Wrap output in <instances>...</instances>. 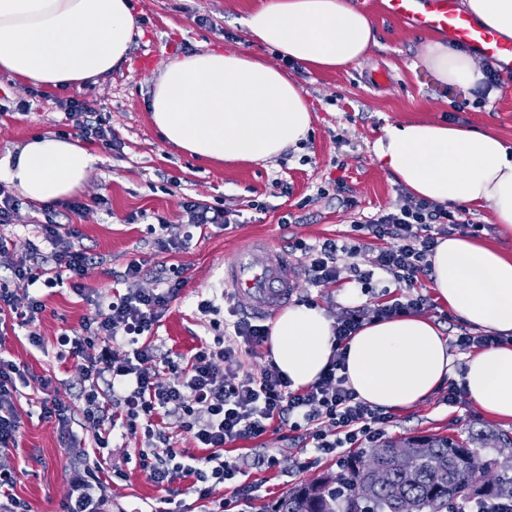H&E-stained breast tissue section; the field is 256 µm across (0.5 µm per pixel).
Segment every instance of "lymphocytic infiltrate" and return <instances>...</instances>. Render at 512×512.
Segmentation results:
<instances>
[{"instance_id": "obj_1", "label": "lymphocytic infiltrate", "mask_w": 512, "mask_h": 512, "mask_svg": "<svg viewBox=\"0 0 512 512\" xmlns=\"http://www.w3.org/2000/svg\"><path fill=\"white\" fill-rule=\"evenodd\" d=\"M66 119L81 139L111 145L112 131L103 126L93 103L71 100L66 105ZM186 223L169 224L158 220L150 225L159 247L167 252L182 249L192 232L213 224L229 227L227 211L212 207L194 197L183 203ZM479 232L470 223L463 205L444 206L416 200L402 192L399 202L360 217L354 222L348 242L327 239L316 244L298 240L291 248L306 258L304 273L311 287L336 283L340 276L371 292L379 275L395 282L398 295L390 300L360 305L345 310L333 325L335 353L327 368L313 384L297 390L275 364L265 366L260 374L243 373L227 379L225 368L239 367V352H253L268 337V328L252 317L240 315L226 322L215 300H200L197 309L208 317L215 336L197 348L187 364L161 352L149 333L172 299L179 295L184 280L175 269L157 270L158 288L145 290L139 282L145 274L142 262L130 261L116 272L126 284V293L104 303L93 301V311L77 336L61 335L60 358L76 360L81 375V412L99 429L98 447H107L115 428L130 436H143L146 450L139 453V465L158 485L183 480L199 499L210 496L213 486L232 482L237 471L222 460L225 447L241 440L257 438L271 425L304 433L306 446L316 456L339 455L344 448H360L378 441L389 415L359 399L348 387L343 349L352 335L372 320L403 317L429 308V299L416 293L420 276L428 275V258L440 239L455 231ZM48 250L32 246L24 254L10 251L0 240V314H13L19 326L30 327L29 339L40 344L34 326L45 310L44 302L30 295V288H53L63 282L81 287L97 265L94 255L75 247L76 227L56 220L42 226ZM373 249L369 267L357 258L363 250ZM26 290L19 298L18 290ZM165 363L174 379L163 384L149 369V363ZM25 371L16 362L0 356V450L15 447L20 422L15 411L18 381ZM165 416L198 447L209 449L211 469L205 470L178 461L176 453L157 455L158 445L169 437L156 428L154 419ZM105 503L103 485L91 466L74 484L66 512H102Z\"/></svg>"}]
</instances>
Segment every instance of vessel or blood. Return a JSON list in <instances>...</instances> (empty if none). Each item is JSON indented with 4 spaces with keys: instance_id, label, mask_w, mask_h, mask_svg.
Returning a JSON list of instances; mask_svg holds the SVG:
<instances>
[{
    "instance_id": "vessel-or-blood-1",
    "label": "vessel or blood",
    "mask_w": 512,
    "mask_h": 512,
    "mask_svg": "<svg viewBox=\"0 0 512 512\" xmlns=\"http://www.w3.org/2000/svg\"><path fill=\"white\" fill-rule=\"evenodd\" d=\"M384 10L413 27L437 31L464 44L504 70L512 71V43L458 11L454 0H384ZM224 283L234 307L257 319L290 300L297 288L294 264L268 242L240 249L224 264Z\"/></svg>"
}]
</instances>
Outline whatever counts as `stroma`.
I'll return each mask as SVG.
<instances>
[{
	"mask_svg": "<svg viewBox=\"0 0 512 512\" xmlns=\"http://www.w3.org/2000/svg\"><path fill=\"white\" fill-rule=\"evenodd\" d=\"M255 2L132 0L142 35L136 38L128 62L103 81L79 90L26 88L0 75V156L35 134L71 133L64 112L66 101L73 98L93 102L104 125L111 128L116 145L109 149L92 143L101 161L81 193L85 200L107 198L110 208L68 217L81 232L80 247L99 261L87 285L107 301L114 294L113 272L129 260H140L148 269L140 282L145 289L156 285L153 270L178 267L184 286L155 326L154 338L161 350L186 359L203 341L213 338L196 305L221 293L224 261L236 248L256 238L283 251L297 239L308 243L341 239L350 233L356 213H373L399 201L400 184L372 151L386 123L418 116L490 127L512 142V78L503 80L495 97L485 100L440 82L420 61L428 33L387 16L382 0H365L376 22L377 46L362 61L329 73L287 64L270 48L249 40L239 18ZM211 48L246 51L287 69L313 107L312 131L303 152L290 151L270 162L215 166L191 158L161 138L146 110L154 77L171 57ZM379 69L389 76L382 86L371 81ZM339 177L357 198L358 212L344 210L337 201L316 198L318 186ZM190 196L229 211L234 223L226 230L214 227L194 235L186 248L169 253L160 250L145 224L126 221L129 214L142 211L151 218L181 223L183 203ZM48 217L43 206L21 203L12 223L0 225V236L25 250ZM38 294L46 306L37 325L41 347L32 346L26 329L11 318L0 319V355L26 370L15 400L18 443L7 458L16 471L12 494L29 512H65L78 476L74 458L80 453L101 466L99 475L106 482L104 512H214L218 507L226 512H262L289 489L335 469L334 457L305 451L303 439L287 429L271 430L224 450L225 460L239 469L238 482L252 486L250 498H241L228 484L214 487L205 500L192 492L169 497L137 463L141 440L117 432L111 434L107 448H98L95 424L78 411L79 370L72 361L58 359L56 339L64 332L81 333L89 312L84 294L67 283L39 289ZM308 296L332 319L368 300L355 283L343 280L312 288L306 279H299L293 303ZM48 394L75 407L70 438L62 437L54 419L43 417L41 402ZM446 395L441 389L395 411L384 428L385 437L465 438L496 426V419L471 404L466 395L452 403ZM268 455L273 456V465L262 466V458Z\"/></svg>",
	"mask_w": 512,
	"mask_h": 512,
	"instance_id": "obj_1",
	"label": "stroma"
}]
</instances>
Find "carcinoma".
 Returning a JSON list of instances; mask_svg holds the SVG:
<instances>
[{"label": "carcinoma", "instance_id": "cac0c4a2", "mask_svg": "<svg viewBox=\"0 0 512 512\" xmlns=\"http://www.w3.org/2000/svg\"><path fill=\"white\" fill-rule=\"evenodd\" d=\"M477 441L483 448H505L512 445V432L385 440L289 490L264 512H452L470 500L512 502V458H486L485 474H479L471 466ZM378 470L387 473L386 481L376 482Z\"/></svg>", "mask_w": 512, "mask_h": 512}]
</instances>
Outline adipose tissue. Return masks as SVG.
<instances>
[{
    "label": "adipose tissue",
    "mask_w": 512,
    "mask_h": 512,
    "mask_svg": "<svg viewBox=\"0 0 512 512\" xmlns=\"http://www.w3.org/2000/svg\"><path fill=\"white\" fill-rule=\"evenodd\" d=\"M476 23L512 41V0H462ZM247 35L315 72L362 60L377 43L374 18L357 0H260L242 18ZM140 30L130 0H0V73L48 90L109 76ZM423 64L446 83L481 90L486 65L467 49L432 38ZM148 110L169 144L208 163H259L298 148L310 104L287 72L242 51L205 50L168 60ZM376 159L418 200L486 211L499 238H512V144L494 129L414 118L387 123ZM96 155L78 140L36 135L0 158V180L32 203L64 202L81 191ZM431 286L475 331L505 344L466 357L467 398L512 422V252L466 236L441 240L430 255ZM333 322L300 304L269 330L271 358L298 389L333 355ZM347 384L359 399L394 411L432 396L453 372L441 331L422 315L364 324L345 348Z\"/></svg>",
    "instance_id": "1"
}]
</instances>
